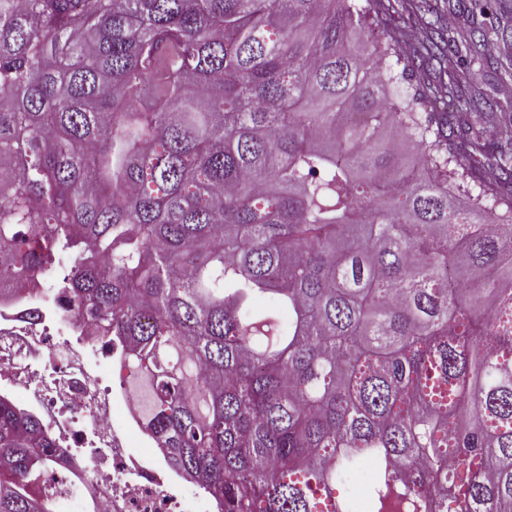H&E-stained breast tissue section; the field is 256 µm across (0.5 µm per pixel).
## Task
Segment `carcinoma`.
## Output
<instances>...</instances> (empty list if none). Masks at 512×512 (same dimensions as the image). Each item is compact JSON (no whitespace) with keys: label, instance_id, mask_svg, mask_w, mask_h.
Returning <instances> with one entry per match:
<instances>
[{"label":"carcinoma","instance_id":"carcinoma-1","mask_svg":"<svg viewBox=\"0 0 512 512\" xmlns=\"http://www.w3.org/2000/svg\"><path fill=\"white\" fill-rule=\"evenodd\" d=\"M396 2L0 0V268L68 257L58 298L218 512H353L367 462L363 512H512V142L438 111L512 0L455 36L415 0L394 72ZM50 457L0 397V512H53Z\"/></svg>","mask_w":512,"mask_h":512}]
</instances>
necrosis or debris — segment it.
Masks as SVG:
<instances>
[{"label":"necrosis or debris","mask_w":512,"mask_h":512,"mask_svg":"<svg viewBox=\"0 0 512 512\" xmlns=\"http://www.w3.org/2000/svg\"><path fill=\"white\" fill-rule=\"evenodd\" d=\"M114 357L85 325L36 295L15 298L0 276V396L20 400L56 443L55 512H206L161 449L136 451L138 404L104 379Z\"/></svg>","instance_id":"4bbe7bcc"}]
</instances>
